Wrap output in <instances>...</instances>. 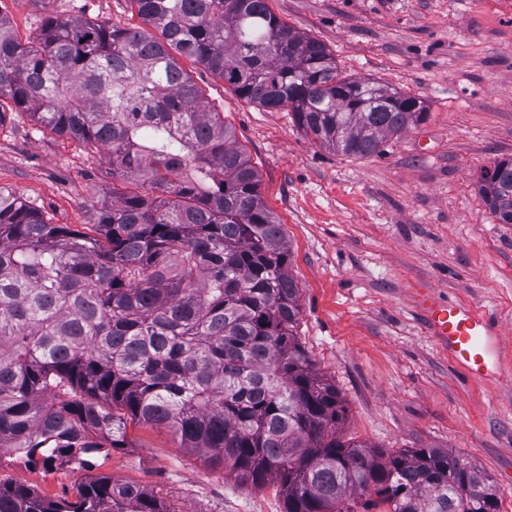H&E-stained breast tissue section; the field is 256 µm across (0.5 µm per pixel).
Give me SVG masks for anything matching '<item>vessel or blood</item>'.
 I'll list each match as a JSON object with an SVG mask.
<instances>
[{"mask_svg": "<svg viewBox=\"0 0 512 512\" xmlns=\"http://www.w3.org/2000/svg\"><path fill=\"white\" fill-rule=\"evenodd\" d=\"M411 293L430 334L447 350L464 377L488 380L502 375V340L494 317L441 294L423 281L415 282Z\"/></svg>", "mask_w": 512, "mask_h": 512, "instance_id": "vessel-or-blood-1", "label": "vessel or blood"}]
</instances>
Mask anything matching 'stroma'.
I'll return each mask as SVG.
<instances>
[{
    "label": "stroma",
    "instance_id": "obj_1",
    "mask_svg": "<svg viewBox=\"0 0 512 512\" xmlns=\"http://www.w3.org/2000/svg\"><path fill=\"white\" fill-rule=\"evenodd\" d=\"M322 41L345 74L424 101L426 119L355 158L319 147L290 112L238 98L192 60L181 65L251 159L282 225L301 308L295 328L346 408L345 438L374 449L441 448L489 474L512 512V224L478 193L483 168L512 158V0H268ZM21 40L47 19L124 28L129 0H0ZM0 187L51 224L94 234L112 197L105 153L45 131L24 112L0 125ZM429 280L499 322L504 375L468 381L428 333L408 287ZM128 447L28 464L0 454V483L51 500L109 477L148 488L170 512H286L280 483H240L180 448L172 431L129 423Z\"/></svg>",
    "mask_w": 512,
    "mask_h": 512
}]
</instances>
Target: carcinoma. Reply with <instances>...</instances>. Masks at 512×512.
Wrapping results in <instances>:
<instances>
[{
    "label": "carcinoma",
    "mask_w": 512,
    "mask_h": 512,
    "mask_svg": "<svg viewBox=\"0 0 512 512\" xmlns=\"http://www.w3.org/2000/svg\"><path fill=\"white\" fill-rule=\"evenodd\" d=\"M130 3L144 26L56 17L25 43L0 14V126L8 101L105 150L114 179L95 236L0 188V450L35 463L126 448L135 420L255 486L279 481L286 512H500L491 477L450 450L387 455L341 437L336 386L294 334L281 224L178 57L349 156L421 123L424 101L343 74L267 0ZM479 191L512 224L511 158L483 171ZM370 489L376 499H356ZM0 512L168 509L102 477L60 502L0 484Z\"/></svg>",
    "instance_id": "obj_1"
}]
</instances>
